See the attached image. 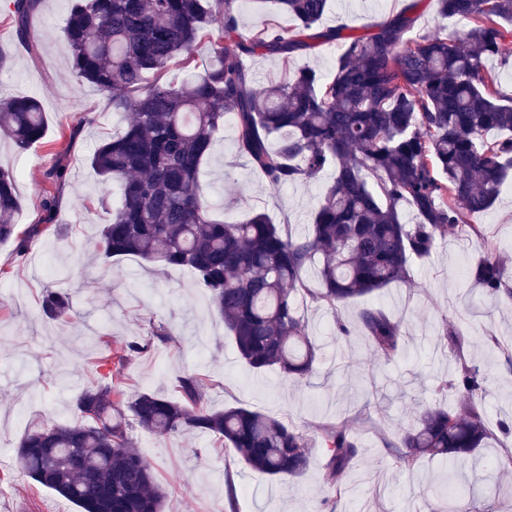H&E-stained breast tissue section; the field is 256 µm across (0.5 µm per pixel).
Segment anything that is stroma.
<instances>
[{
  "label": "stroma",
  "instance_id": "obj_1",
  "mask_svg": "<svg viewBox=\"0 0 512 512\" xmlns=\"http://www.w3.org/2000/svg\"><path fill=\"white\" fill-rule=\"evenodd\" d=\"M70 0H41L33 23L38 59L18 52L0 70V95H35L47 124L43 144L18 151L0 135V167L12 171L23 208L17 218L28 250L15 241L0 244V512H78L72 503L32 484L14 468L16 448L34 422L45 425L78 419L73 401L97 383L100 341L123 358L128 391H148L179 399L178 378L197 376L214 409L246 407L314 431L319 424L346 423L364 447L341 476L347 492L335 512H512V474L485 464L512 448V365L486 335L512 341V305L484 294L470 272L493 246L512 257V182H507L480 222L487 244L456 235L440 240L432 255L412 267V281L358 298L330 310L311 303L301 312L320 347L313 374L293 380L277 370L256 371L239 356L224 320L184 267H163L136 257L107 262L95 254V237L105 214L95 200L102 187L88 158L100 141L123 126L108 101L71 74L61 46ZM416 18L414 36L432 33L441 22L435 0H330L322 27H345L364 35L373 25L403 11ZM239 31L250 35L276 24L292 35L294 19L270 13L260 0H240ZM78 137H71V129ZM67 164L57 190L55 226L38 235L40 201L49 189L45 172L57 159ZM318 180L273 188L241 154L232 122H225L201 182L207 198L225 220L241 222L256 212L303 236L324 183ZM60 288L72 299L68 321L46 318L43 289ZM383 307L407 325L402 353L391 360L369 344L356 321L365 306ZM167 323L169 341L150 336V321ZM344 321L348 335L336 332ZM466 337L463 355L490 382L482 401L490 432L483 459L460 472L458 496L438 497L441 464L421 459L414 470L400 468L387 454L386 440L398 426L413 421L421 402L435 400L434 388L448 375L450 354L438 339L443 324ZM137 343L141 352L130 351ZM132 435L140 454L153 466L167 491L164 512H322L329 490L323 482L326 458L315 451L297 481L271 478L252 470L212 435L163 438L140 426Z\"/></svg>",
  "mask_w": 512,
  "mask_h": 512
}]
</instances>
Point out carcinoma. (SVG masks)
I'll return each mask as SVG.
<instances>
[{"instance_id": "carcinoma-1", "label": "carcinoma", "mask_w": 512, "mask_h": 512, "mask_svg": "<svg viewBox=\"0 0 512 512\" xmlns=\"http://www.w3.org/2000/svg\"><path fill=\"white\" fill-rule=\"evenodd\" d=\"M41 0H11V41L0 43V69L20 47L35 59L30 35ZM297 23L288 36L266 27L237 34V0H73L62 45L80 84L128 114L123 129L89 159L117 198H97L109 214L96 249L112 260L136 256L190 269L254 370L309 376L316 346L298 299L335 310L392 284L411 281L415 260L455 231L485 240L475 220L495 203L512 177V137L488 140L491 130L512 132V97L500 94L485 60L512 58V0H437L438 14L458 24L412 38L415 18L403 13L348 36L330 77L300 65L288 79L256 86L246 59L258 52L294 61L320 44L343 38L323 28L328 0H268ZM214 45L215 62L175 87L172 68L195 69L196 46ZM231 119L238 149L275 188L314 181L329 168L307 235L294 238L264 213L241 224L216 217L200 189V172L224 121ZM46 122L31 96L0 98V134L20 151L43 142ZM417 216L403 219V207ZM22 207L12 172L0 169V243L17 238ZM55 197L41 201L40 223H54ZM322 257L319 287L302 271ZM474 285L512 301L507 263L486 255L472 270ZM43 315H71L68 293L49 289ZM374 350L397 357L406 326L383 308L359 311ZM440 340L461 356L465 337L442 325ZM487 377L462 360L438 386L453 405L423 404L409 428L386 442L389 454L411 469L425 456L448 464L457 477L488 438L481 404ZM182 400L138 391L128 395L112 372L76 397L80 421L36 427L20 440L18 468L70 501L79 512H162L165 491L135 447L129 421L164 437L195 431L224 441L253 470L278 479L307 471L323 450V481L334 497L340 476L360 452L341 423L311 436L245 407L213 411L193 375L179 379Z\"/></svg>"}]
</instances>
